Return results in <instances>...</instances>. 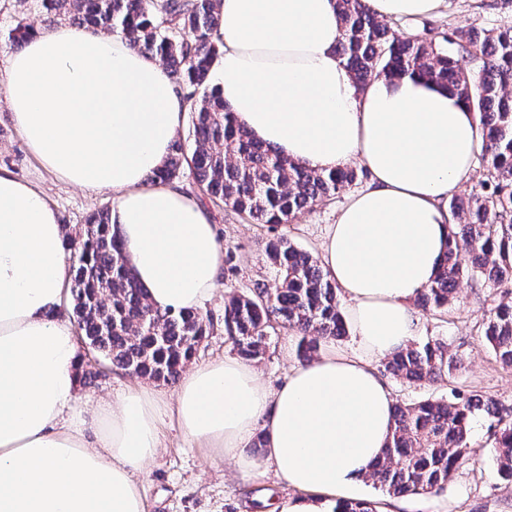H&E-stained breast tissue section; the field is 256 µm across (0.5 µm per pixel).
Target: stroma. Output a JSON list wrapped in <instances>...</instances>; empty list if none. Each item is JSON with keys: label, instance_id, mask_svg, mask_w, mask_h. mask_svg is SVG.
Segmentation results:
<instances>
[{"label": "stroma", "instance_id": "1", "mask_svg": "<svg viewBox=\"0 0 512 512\" xmlns=\"http://www.w3.org/2000/svg\"><path fill=\"white\" fill-rule=\"evenodd\" d=\"M510 19L512 0H444L437 14L398 20L393 27L403 34L419 33L426 27L444 32L451 26L490 28ZM21 21L51 28L67 23L68 18L46 16L40 0H0V70L5 68L14 50L8 35ZM0 168L31 182L49 196L68 232L78 231L94 213L112 206L111 192H90L67 185L44 169L1 103ZM179 184L210 213L222 246L234 255V270L222 271L215 296L202 308L213 327L194 358L200 364L232 352L224 336L225 297L245 291L254 282L272 281L273 272L262 252L268 235L266 226L247 223L232 211L214 205L201 195L191 171H184ZM344 201V195L340 194L333 201L313 206L289 225L291 240L298 247L319 254L327 228L335 222ZM484 299V293L463 284L447 315L421 314L419 339L432 336L448 341L463 355L464 367L452 377L422 386L387 380L394 402L409 403L428 395L446 397L456 388L477 390L499 405L512 406V370L495 360L480 335ZM296 344L297 338L292 333L279 332L272 337L265 358L256 362L255 368L268 388H278L289 369L298 365ZM97 371L92 382L80 387L81 401L90 410L104 397L141 382L140 377L112 366L105 358L100 360ZM161 435L158 456L137 476L143 487L145 512H278L289 495L270 468L244 472L236 460L189 441L170 422L162 425ZM469 442V457L445 492L386 501L380 491L371 487L366 492L367 498L379 501V512H512V484L496 474L486 417L472 420Z\"/></svg>", "mask_w": 512, "mask_h": 512}]
</instances>
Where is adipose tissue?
Here are the masks:
<instances>
[{
	"mask_svg": "<svg viewBox=\"0 0 512 512\" xmlns=\"http://www.w3.org/2000/svg\"><path fill=\"white\" fill-rule=\"evenodd\" d=\"M367 4L396 21L442 0ZM221 16L213 83L239 121L289 159L369 174L321 248L357 349H328L274 390L227 356L189 369L172 400L139 386L87 415L75 332L54 316L72 277L66 229L41 191L0 170V512H145L134 476L166 419L236 458L263 427L266 460L295 493L280 512L356 498L385 446L394 401L373 363L418 334L413 302L437 272L448 198L479 149L475 115L415 74L356 86L336 54L334 0H222ZM0 101L44 168L111 191L112 228L153 305L192 309L215 295V224L176 184L148 180L185 113L156 59L119 34L37 29L0 73Z\"/></svg>",
	"mask_w": 512,
	"mask_h": 512,
	"instance_id": "adipose-tissue-1",
	"label": "adipose tissue"
}]
</instances>
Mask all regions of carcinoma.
I'll use <instances>...</instances> for the list:
<instances>
[{"instance_id": "obj_1", "label": "carcinoma", "mask_w": 512, "mask_h": 512, "mask_svg": "<svg viewBox=\"0 0 512 512\" xmlns=\"http://www.w3.org/2000/svg\"><path fill=\"white\" fill-rule=\"evenodd\" d=\"M335 5L342 24L336 51L357 85L416 73L448 86L478 114L484 179L470 196L448 199L446 255L416 305L442 317L461 283L488 290L493 305L481 321L483 337L495 359L512 369V21L400 37L366 0H335ZM42 7L95 32L121 33L132 48L165 63L192 129L190 142H175L152 179L176 181L186 164L204 195L272 233L264 253L275 287L258 281L224 302V332L237 355L262 360L280 329L299 336L297 351L304 359L319 341L346 336L336 286L310 252L278 229L367 172L310 169L238 123L211 79L223 46L220 0H42ZM460 56L475 68H461ZM80 236L71 290L79 334L117 368L155 382L175 381L209 336L210 319L193 309L173 312L151 305L112 232L110 213L93 217ZM382 365L403 385L434 383L459 370L462 356L431 337L408 343ZM480 413L491 420L497 474L511 483L512 411L475 390L396 405L388 445L371 464L368 479L389 497L444 490L468 459L470 422ZM332 512H377V502L338 501Z\"/></svg>"}]
</instances>
